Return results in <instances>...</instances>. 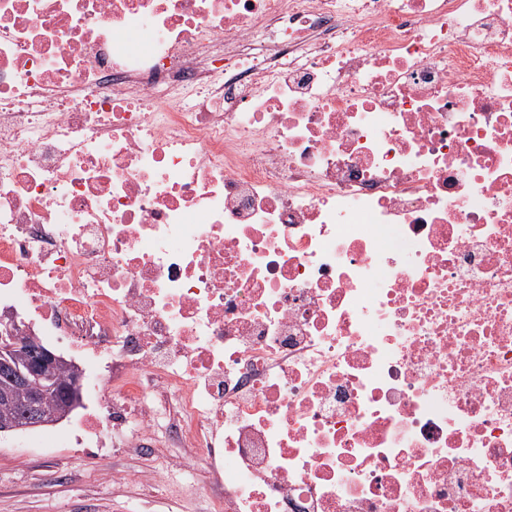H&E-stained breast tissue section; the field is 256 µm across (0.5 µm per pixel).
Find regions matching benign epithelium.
Wrapping results in <instances>:
<instances>
[{"label": "benign epithelium", "instance_id": "7a95c632", "mask_svg": "<svg viewBox=\"0 0 512 512\" xmlns=\"http://www.w3.org/2000/svg\"><path fill=\"white\" fill-rule=\"evenodd\" d=\"M24 363H11L7 355L21 346L17 336L15 315L7 322L0 323V400L10 402L16 394L24 395L25 418L22 421L3 419L0 421V435L25 431L47 425H54L80 403L84 373L73 361L66 360L57 352L43 346L34 336L25 337ZM66 367L68 374L58 378L60 367ZM51 392L60 395L64 403L58 414L45 417L43 404Z\"/></svg>", "mask_w": 512, "mask_h": 512}]
</instances>
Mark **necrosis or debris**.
<instances>
[{
	"label": "necrosis or debris",
	"instance_id": "obj_1",
	"mask_svg": "<svg viewBox=\"0 0 512 512\" xmlns=\"http://www.w3.org/2000/svg\"><path fill=\"white\" fill-rule=\"evenodd\" d=\"M0 306L206 512H512V0H0Z\"/></svg>",
	"mask_w": 512,
	"mask_h": 512
}]
</instances>
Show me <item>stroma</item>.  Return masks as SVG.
I'll return each instance as SVG.
<instances>
[{"label":"stroma","mask_w":512,"mask_h":512,"mask_svg":"<svg viewBox=\"0 0 512 512\" xmlns=\"http://www.w3.org/2000/svg\"><path fill=\"white\" fill-rule=\"evenodd\" d=\"M74 421L50 426L52 448H33L27 433L0 436V512H140L146 494H154L152 512H205L204 498L186 501L167 491L157 461L173 454L163 423L150 438L151 456L108 452L76 444Z\"/></svg>","instance_id":"1"}]
</instances>
